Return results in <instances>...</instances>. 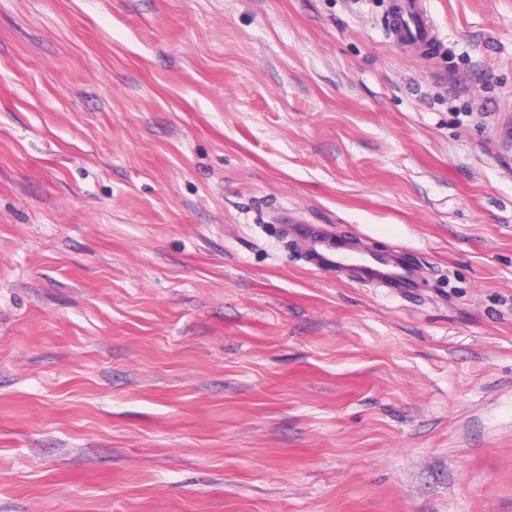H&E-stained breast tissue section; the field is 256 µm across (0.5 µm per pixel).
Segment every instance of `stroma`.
I'll return each instance as SVG.
<instances>
[{
	"instance_id": "stroma-1",
	"label": "stroma",
	"mask_w": 512,
	"mask_h": 512,
	"mask_svg": "<svg viewBox=\"0 0 512 512\" xmlns=\"http://www.w3.org/2000/svg\"><path fill=\"white\" fill-rule=\"evenodd\" d=\"M427 5L0 0V512H512V0ZM392 7L397 11L391 14V28L394 34L407 43L427 46L437 39V29L432 15L421 0H395ZM287 231L296 240L305 262L316 270H347L358 282L399 295L412 294L421 286L422 271L406 259L404 246L377 253L326 228L312 230L295 225L287 226Z\"/></svg>"
}]
</instances>
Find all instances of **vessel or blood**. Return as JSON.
I'll list each match as a JSON object with an SVG mask.
<instances>
[{"label":"vessel or blood","instance_id":"b4317fda","mask_svg":"<svg viewBox=\"0 0 512 512\" xmlns=\"http://www.w3.org/2000/svg\"><path fill=\"white\" fill-rule=\"evenodd\" d=\"M395 6L397 11L390 24L397 37L417 46L429 45L436 39L435 21L423 0H396ZM288 232L305 262L315 269L346 270L356 281L399 295L414 293L421 286L422 271L407 260L406 247L377 253L325 228L312 230L295 225Z\"/></svg>","mask_w":512,"mask_h":512}]
</instances>
